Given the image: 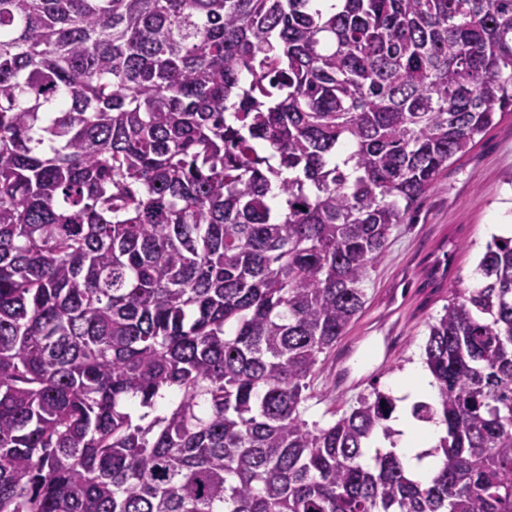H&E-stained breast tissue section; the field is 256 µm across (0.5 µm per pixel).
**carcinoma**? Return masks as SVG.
I'll use <instances>...</instances> for the list:
<instances>
[{"label": "carcinoma", "mask_w": 512, "mask_h": 512, "mask_svg": "<svg viewBox=\"0 0 512 512\" xmlns=\"http://www.w3.org/2000/svg\"><path fill=\"white\" fill-rule=\"evenodd\" d=\"M499 112L512 0H0V512H512V237L429 325V483L391 394L304 418ZM392 428L397 432V445L394 448L405 470L413 479L427 483L441 465V458L427 457L422 461L417 455L430 449L445 434V427L440 422H423L414 419L402 407L391 421Z\"/></svg>", "instance_id": "cac0c4a2"}]
</instances>
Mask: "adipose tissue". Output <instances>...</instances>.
Wrapping results in <instances>:
<instances>
[{"instance_id":"adipose-tissue-1","label":"adipose tissue","mask_w":512,"mask_h":512,"mask_svg":"<svg viewBox=\"0 0 512 512\" xmlns=\"http://www.w3.org/2000/svg\"><path fill=\"white\" fill-rule=\"evenodd\" d=\"M392 427L396 432L395 452L405 470L413 479L429 482L441 460L428 456L427 451L444 435V425L416 420L407 409L402 408L395 414Z\"/></svg>"}]
</instances>
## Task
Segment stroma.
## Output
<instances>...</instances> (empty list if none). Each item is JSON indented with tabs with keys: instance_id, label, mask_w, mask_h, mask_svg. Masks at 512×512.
<instances>
[{
	"instance_id": "35a3bbf8",
	"label": "stroma",
	"mask_w": 512,
	"mask_h": 512,
	"mask_svg": "<svg viewBox=\"0 0 512 512\" xmlns=\"http://www.w3.org/2000/svg\"><path fill=\"white\" fill-rule=\"evenodd\" d=\"M512 112L456 155L405 223L394 225L365 284L366 301L315 375L308 421L343 414L421 363L428 326L472 287L493 223L512 225Z\"/></svg>"
}]
</instances>
